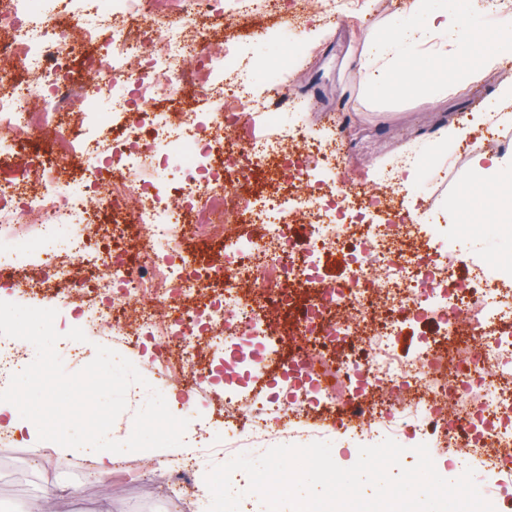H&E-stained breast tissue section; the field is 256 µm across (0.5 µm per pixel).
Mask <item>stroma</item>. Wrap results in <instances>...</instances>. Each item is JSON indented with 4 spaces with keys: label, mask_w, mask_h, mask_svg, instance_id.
Instances as JSON below:
<instances>
[{
    "label": "stroma",
    "mask_w": 512,
    "mask_h": 512,
    "mask_svg": "<svg viewBox=\"0 0 512 512\" xmlns=\"http://www.w3.org/2000/svg\"><path fill=\"white\" fill-rule=\"evenodd\" d=\"M407 0H355L339 22L328 23L309 13L298 29L281 24L290 15L292 0H252L241 15L225 9L212 16L216 26H230L245 60L263 63L278 57L288 40L303 48L287 67L280 85L300 104L308 124L335 137L341 148L338 173L365 190L377 187L381 176L402 156H435L448 125L468 123L495 103L501 85H512V69L499 65L468 83H459L462 65L454 53L433 54L402 48L405 63L427 59L429 83L412 89L368 94L361 79L367 40L386 27L409 21ZM267 31L266 40L250 37L254 27ZM467 154H457L445 176L433 183L423 207L405 200L411 215L442 220L456 249L491 257L488 240L470 234L478 217L458 211L455 194L468 167ZM129 468L111 482L92 479L94 464L79 453L61 454L55 443L31 442L9 436L0 443V512H187L188 489L173 487L167 462L136 452L124 455Z\"/></svg>",
    "instance_id": "35a3bbf8"
}]
</instances>
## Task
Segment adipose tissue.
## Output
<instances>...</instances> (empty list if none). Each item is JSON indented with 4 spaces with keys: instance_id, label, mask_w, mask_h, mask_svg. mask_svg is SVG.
I'll use <instances>...</instances> for the list:
<instances>
[{
    "instance_id": "ef3b65f1",
    "label": "adipose tissue",
    "mask_w": 512,
    "mask_h": 512,
    "mask_svg": "<svg viewBox=\"0 0 512 512\" xmlns=\"http://www.w3.org/2000/svg\"><path fill=\"white\" fill-rule=\"evenodd\" d=\"M411 10L416 16L414 22L370 37L362 65L363 83L367 88H377L385 82L397 89L417 85L413 69L391 67L393 54L400 46L413 49L434 42L450 45L456 55H477L478 68L482 70L493 69L512 56V25L499 29L492 40L486 41L478 26L450 23L447 13L429 9L428 0H413ZM465 179L480 182L496 208L512 215V199L498 192L504 180H512V152L491 158L482 150H472Z\"/></svg>"
}]
</instances>
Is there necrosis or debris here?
<instances>
[{
  "mask_svg": "<svg viewBox=\"0 0 512 512\" xmlns=\"http://www.w3.org/2000/svg\"><path fill=\"white\" fill-rule=\"evenodd\" d=\"M168 3L0 0V166L36 141L57 148L0 183V288L53 294L85 335L163 343L146 371L165 389L208 384L195 355L207 343L224 369L225 447L304 446L336 427L361 443L410 436L431 457L472 459L481 495L512 512V276L382 196L317 185L340 149L315 146L280 95L288 54L240 76L234 38L207 24L221 0L159 24ZM77 54L93 86L73 76ZM188 87L214 108L156 111ZM250 117L265 132L244 143ZM171 165L174 184L158 178ZM64 229L66 254L48 251ZM191 229L216 256L184 247ZM336 251L350 276L329 286L321 257ZM408 320L435 329L404 355Z\"/></svg>",
  "mask_w": 512,
  "mask_h": 512,
  "instance_id": "necrosis-or-debris-1",
  "label": "necrosis or debris"
}]
</instances>
